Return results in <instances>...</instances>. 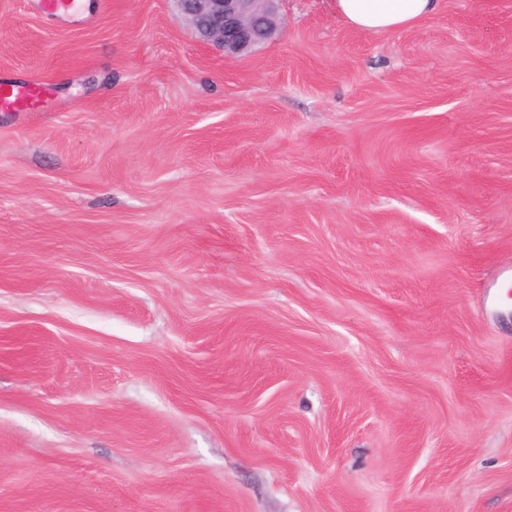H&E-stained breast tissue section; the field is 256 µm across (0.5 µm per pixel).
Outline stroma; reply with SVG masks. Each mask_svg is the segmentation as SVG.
Masks as SVG:
<instances>
[{
	"label": "stroma",
	"mask_w": 512,
	"mask_h": 512,
	"mask_svg": "<svg viewBox=\"0 0 512 512\" xmlns=\"http://www.w3.org/2000/svg\"><path fill=\"white\" fill-rule=\"evenodd\" d=\"M0 0V512H512V0L235 57ZM39 94V88L29 83L0 85V112H23Z\"/></svg>",
	"instance_id": "stroma-1"
}]
</instances>
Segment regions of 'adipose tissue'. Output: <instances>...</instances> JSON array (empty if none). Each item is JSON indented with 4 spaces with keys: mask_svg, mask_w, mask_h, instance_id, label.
I'll return each instance as SVG.
<instances>
[{
    "mask_svg": "<svg viewBox=\"0 0 512 512\" xmlns=\"http://www.w3.org/2000/svg\"><path fill=\"white\" fill-rule=\"evenodd\" d=\"M439 0H336V13L355 29L386 33L433 16Z\"/></svg>",
    "mask_w": 512,
    "mask_h": 512,
    "instance_id": "1",
    "label": "adipose tissue"
}]
</instances>
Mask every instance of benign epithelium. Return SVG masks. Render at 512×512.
I'll use <instances>...</instances> for the list:
<instances>
[{
	"instance_id": "obj_1",
	"label": "benign epithelium",
	"mask_w": 512,
	"mask_h": 512,
	"mask_svg": "<svg viewBox=\"0 0 512 512\" xmlns=\"http://www.w3.org/2000/svg\"><path fill=\"white\" fill-rule=\"evenodd\" d=\"M197 37L236 56L277 34L282 0H174Z\"/></svg>"
}]
</instances>
